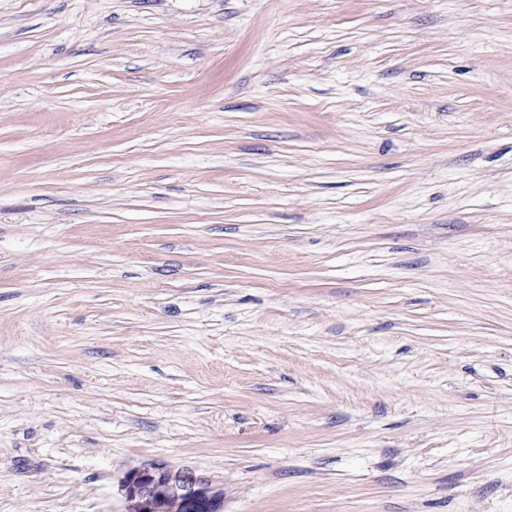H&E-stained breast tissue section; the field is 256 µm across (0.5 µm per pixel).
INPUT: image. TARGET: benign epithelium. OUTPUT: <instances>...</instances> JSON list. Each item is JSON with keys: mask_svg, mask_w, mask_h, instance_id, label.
I'll return each mask as SVG.
<instances>
[{"mask_svg": "<svg viewBox=\"0 0 512 512\" xmlns=\"http://www.w3.org/2000/svg\"><path fill=\"white\" fill-rule=\"evenodd\" d=\"M123 487L128 512H220L221 497L189 470L144 467Z\"/></svg>", "mask_w": 512, "mask_h": 512, "instance_id": "obj_1", "label": "benign epithelium"}]
</instances>
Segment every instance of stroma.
<instances>
[{
	"label": "stroma",
	"mask_w": 512,
	"mask_h": 512,
	"mask_svg": "<svg viewBox=\"0 0 512 512\" xmlns=\"http://www.w3.org/2000/svg\"><path fill=\"white\" fill-rule=\"evenodd\" d=\"M512 512V0H0V512ZM123 487L129 512H220L221 497L189 470L144 467Z\"/></svg>",
	"instance_id": "stroma-1"
}]
</instances>
